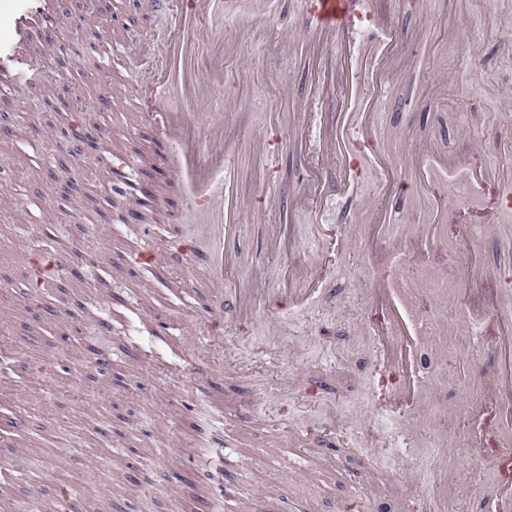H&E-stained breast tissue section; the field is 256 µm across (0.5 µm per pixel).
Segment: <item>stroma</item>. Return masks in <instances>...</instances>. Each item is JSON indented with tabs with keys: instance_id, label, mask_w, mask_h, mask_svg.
Here are the masks:
<instances>
[{
	"instance_id": "1",
	"label": "stroma",
	"mask_w": 512,
	"mask_h": 512,
	"mask_svg": "<svg viewBox=\"0 0 512 512\" xmlns=\"http://www.w3.org/2000/svg\"><path fill=\"white\" fill-rule=\"evenodd\" d=\"M51 2L61 22L50 46L37 27L24 47L40 79L0 98L10 119L0 127V321L15 372L0 381V418L25 423L0 445V460L23 473L0 512L51 502L70 475L66 512L85 501L99 512H284L290 499L308 512H336L342 500L353 512H399L407 490L435 487L443 434L455 472L448 512H487L498 440L469 448L464 412L500 371L507 249L473 224L462 197L437 245L402 228L429 220L413 147L489 167L487 211L512 184V0H376L408 47L384 63L388 104L369 134V152L387 156L403 185L390 199L371 170L352 191L315 190L339 177L324 150L326 114L341 104L327 63L342 55L368 69V23L326 43L306 0H239L236 15L202 18L197 65L209 80L182 109L222 128L224 173L244 206V251L224 285L267 291L250 320L218 337L202 329L203 266L179 249L194 236L190 186L159 168L156 135L127 100L151 79L145 45L169 37L170 16L148 0H101L91 16L83 0ZM56 90L67 111L32 107ZM93 126L109 136L78 151V133ZM118 156L136 162L132 180L151 205L115 208L105 172ZM375 204L388 224L375 225ZM146 220L169 246L151 261ZM373 247L394 258L411 289L407 314L429 328L414 345L432 388L428 420L378 367ZM36 249L67 258L42 288ZM299 267L315 284L297 302L288 291ZM207 343L220 354L210 368ZM102 346L111 368L95 361ZM208 466L221 469L223 490L201 478Z\"/></svg>"
}]
</instances>
